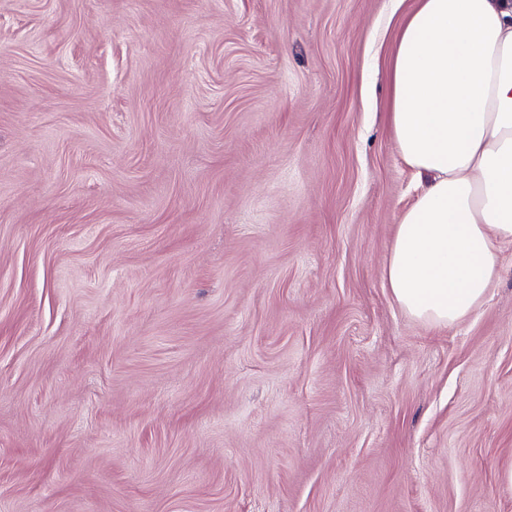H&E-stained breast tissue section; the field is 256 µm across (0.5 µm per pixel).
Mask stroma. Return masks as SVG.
<instances>
[{"instance_id":"1","label":"stroma","mask_w":512,"mask_h":512,"mask_svg":"<svg viewBox=\"0 0 512 512\" xmlns=\"http://www.w3.org/2000/svg\"><path fill=\"white\" fill-rule=\"evenodd\" d=\"M417 0H0V512H512V246L384 281Z\"/></svg>"}]
</instances>
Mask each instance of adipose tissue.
<instances>
[{
    "mask_svg": "<svg viewBox=\"0 0 512 512\" xmlns=\"http://www.w3.org/2000/svg\"><path fill=\"white\" fill-rule=\"evenodd\" d=\"M389 79L402 159L429 182L385 280L410 317L450 326L483 303L512 244V0H418Z\"/></svg>",
    "mask_w": 512,
    "mask_h": 512,
    "instance_id": "1",
    "label": "adipose tissue"
}]
</instances>
